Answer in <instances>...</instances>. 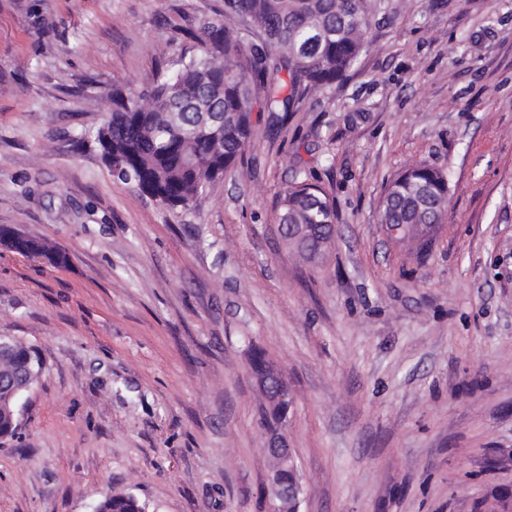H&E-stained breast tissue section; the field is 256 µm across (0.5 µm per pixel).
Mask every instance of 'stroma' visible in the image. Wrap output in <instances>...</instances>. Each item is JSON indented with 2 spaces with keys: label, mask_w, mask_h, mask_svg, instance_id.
Returning a JSON list of instances; mask_svg holds the SVG:
<instances>
[{
  "label": "stroma",
  "mask_w": 512,
  "mask_h": 512,
  "mask_svg": "<svg viewBox=\"0 0 512 512\" xmlns=\"http://www.w3.org/2000/svg\"><path fill=\"white\" fill-rule=\"evenodd\" d=\"M372 45L189 208L113 177L93 134L198 54L224 0H0V336L44 369L0 441V512H269L250 366L286 375L298 512H512V0H385ZM429 164L426 258L380 224ZM336 204L315 261L278 231L295 177ZM447 202L445 173L419 164L402 172L387 187L381 202V224H389L385 229L387 237L402 244L409 241L417 224L437 226L433 224L436 206ZM97 512H145V506L130 495H113L97 504Z\"/></svg>",
  "instance_id": "stroma-1"
}]
</instances>
